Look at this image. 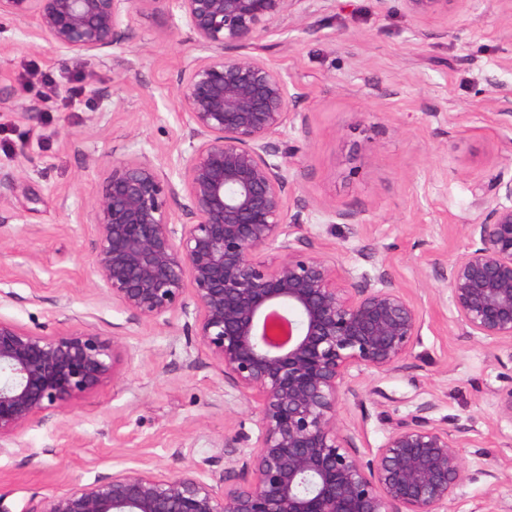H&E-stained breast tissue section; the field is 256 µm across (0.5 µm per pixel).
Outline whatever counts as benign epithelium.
I'll list each match as a JSON object with an SVG mask.
<instances>
[{
	"label": "benign epithelium",
	"instance_id": "obj_1",
	"mask_svg": "<svg viewBox=\"0 0 512 512\" xmlns=\"http://www.w3.org/2000/svg\"><path fill=\"white\" fill-rule=\"evenodd\" d=\"M305 2L0 0V18L32 23L49 50L94 58L129 39L134 14L163 3L202 52L177 83L188 147L166 171L161 149L130 139L91 198L93 265L134 319L192 317L257 429L247 451L224 445L227 467L212 483L119 472L29 512H448L466 468L458 440L428 417L432 404L396 422L368 463L340 423L349 379L400 370L422 315L386 270L356 281L299 233L306 205L290 200L285 141L299 95L245 49L278 18L307 14ZM467 2L405 0L417 17ZM476 207L469 243L448 263L450 303L467 335L512 362V179ZM119 349L90 328L45 335L0 318V441L113 376Z\"/></svg>",
	"mask_w": 512,
	"mask_h": 512
}]
</instances>
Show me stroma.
<instances>
[{
	"label": "stroma",
	"mask_w": 512,
	"mask_h": 512,
	"mask_svg": "<svg viewBox=\"0 0 512 512\" xmlns=\"http://www.w3.org/2000/svg\"><path fill=\"white\" fill-rule=\"evenodd\" d=\"M250 46L302 98L288 178L316 250L353 276L386 266L423 325L401 370L353 379L340 417L365 459L425 403L458 440L466 476L448 512L494 498L512 512V425L499 393L512 363L466 335L449 301L481 189L512 178V0L420 18L404 0H310ZM167 8L137 15L103 59L43 51L0 22V318L52 335L89 327L121 344L114 378L0 444V506L28 512L118 472H224V440L256 427L185 317L136 321L92 265L88 205L131 137L175 151L177 82L198 50ZM49 84H42V75ZM81 96H74V88Z\"/></svg>",
	"instance_id": "obj_1"
}]
</instances>
